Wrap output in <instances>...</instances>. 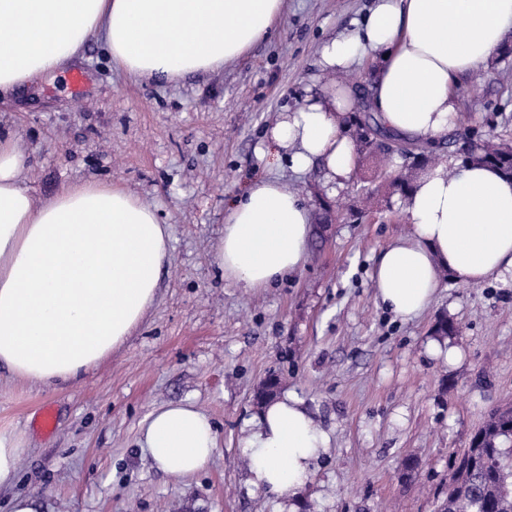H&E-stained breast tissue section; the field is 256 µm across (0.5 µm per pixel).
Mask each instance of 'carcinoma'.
Segmentation results:
<instances>
[{
    "instance_id": "obj_1",
    "label": "carcinoma",
    "mask_w": 512,
    "mask_h": 512,
    "mask_svg": "<svg viewBox=\"0 0 512 512\" xmlns=\"http://www.w3.org/2000/svg\"><path fill=\"white\" fill-rule=\"evenodd\" d=\"M373 122L366 112L353 116L357 153L362 156L373 153L372 142L365 134V128ZM480 159L512 177V153L493 138L484 141ZM424 167L420 163L414 172L401 173L394 185H403L404 195H409ZM504 438L512 441V418L493 410L463 454L452 459L448 492L438 512H512V448L501 446Z\"/></svg>"
}]
</instances>
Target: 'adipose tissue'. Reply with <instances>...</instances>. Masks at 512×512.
<instances>
[{
  "instance_id": "obj_1",
  "label": "adipose tissue",
  "mask_w": 512,
  "mask_h": 512,
  "mask_svg": "<svg viewBox=\"0 0 512 512\" xmlns=\"http://www.w3.org/2000/svg\"><path fill=\"white\" fill-rule=\"evenodd\" d=\"M283 0H0V98L16 95L100 40L112 64L137 79L208 73L272 33ZM512 36V0H374L357 32L321 49L323 67L373 62L372 106L390 132L434 144L456 126L461 78L488 69ZM348 86L307 99L271 131L293 168L322 163L342 184L357 167L348 134ZM25 157L0 135V364L45 387L73 383L110 358L154 305L169 261L155 209L121 184L65 185L35 203L20 181ZM408 235L373 273L376 299L403 319L433 302L439 270L479 285L512 278V178L478 161L425 168L404 201ZM314 213L275 180L254 185L224 212L217 261L225 278L259 290L306 262ZM241 448L251 485L295 505L331 443L297 396L248 420ZM139 443L160 471L187 478L217 447L209 416L188 402L153 409Z\"/></svg>"
}]
</instances>
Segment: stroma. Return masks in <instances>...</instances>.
Listing matches in <instances>:
<instances>
[{
	"label": "stroma",
	"instance_id": "stroma-1",
	"mask_svg": "<svg viewBox=\"0 0 512 512\" xmlns=\"http://www.w3.org/2000/svg\"><path fill=\"white\" fill-rule=\"evenodd\" d=\"M370 0H284L276 31L221 70L172 83L112 68L98 43L68 72L0 101V129L17 134L20 180L36 203L82 180H111L156 207L170 236L169 262L154 306L125 345L70 385L47 389L0 367V424L29 451L0 512L15 495L37 496L41 512H282L254 490L240 442L257 414L253 394L270 374L332 435V446L300 492L309 512H436L448 462L468 447L492 408L512 404V280L472 286L441 274L431 306L411 320L375 301L382 250L405 236L399 195L350 219L362 192L377 191L393 154L361 160L330 193L321 166L294 171L270 139L280 115L336 82L369 85L361 58L338 75L320 64L324 42L354 29ZM512 38L479 78L464 79V127L449 131L438 157L460 160L466 140L487 132L512 140ZM294 189L313 210L338 211L313 227L299 273L253 292L226 279L216 261L224 209L263 180ZM459 326L435 333L439 316ZM459 353L455 363L432 345ZM189 400L212 419L218 447L195 476L157 470L138 443L154 408ZM53 410L51 432L39 426ZM417 467L405 476L402 462Z\"/></svg>",
	"mask_w": 512,
	"mask_h": 512
}]
</instances>
